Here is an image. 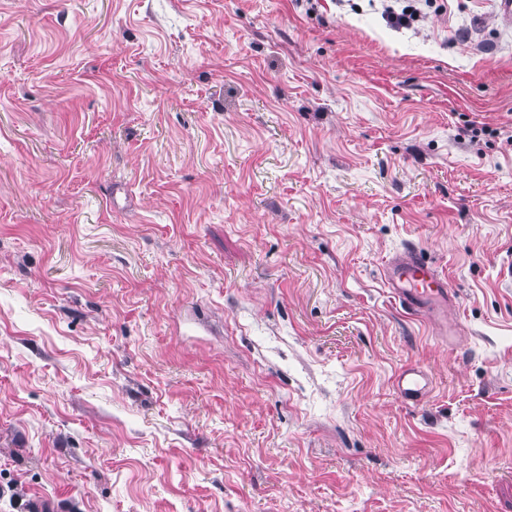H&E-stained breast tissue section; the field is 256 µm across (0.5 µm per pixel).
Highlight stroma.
<instances>
[{
	"label": "stroma",
	"instance_id": "1",
	"mask_svg": "<svg viewBox=\"0 0 512 512\" xmlns=\"http://www.w3.org/2000/svg\"><path fill=\"white\" fill-rule=\"evenodd\" d=\"M510 128L498 0H0V512H512ZM383 13L388 23L396 28H408L420 18L424 17V13L419 6L408 4L403 6L400 11H397L393 6L386 5L383 8ZM383 277L401 307L424 314L438 336L458 334L456 325H448V313L457 305L456 295L447 277L418 248L407 245L394 254L384 267ZM430 384L429 374L413 364L401 368L394 379L396 393L408 403L420 402L428 392Z\"/></svg>",
	"mask_w": 512,
	"mask_h": 512
}]
</instances>
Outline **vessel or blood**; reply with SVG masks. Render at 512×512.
<instances>
[{
	"label": "vessel or blood",
	"mask_w": 512,
	"mask_h": 512,
	"mask_svg": "<svg viewBox=\"0 0 512 512\" xmlns=\"http://www.w3.org/2000/svg\"><path fill=\"white\" fill-rule=\"evenodd\" d=\"M383 277L403 309L424 314L437 335L457 334V327L448 322L449 312L457 305L456 295L447 277L418 248L409 245L394 254L384 267ZM430 384L428 373L413 364L401 368L394 379L398 396L409 403L420 402Z\"/></svg>",
	"instance_id": "obj_1"
}]
</instances>
